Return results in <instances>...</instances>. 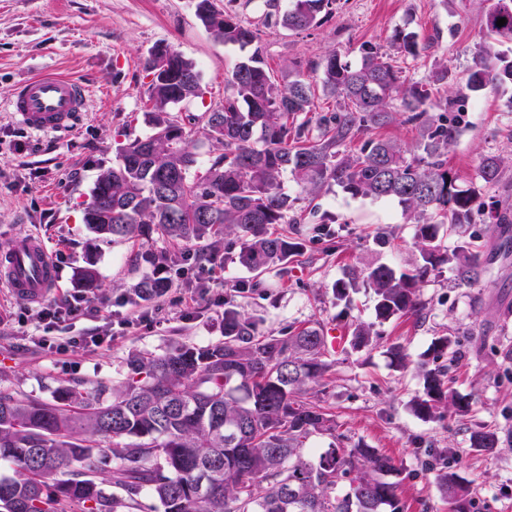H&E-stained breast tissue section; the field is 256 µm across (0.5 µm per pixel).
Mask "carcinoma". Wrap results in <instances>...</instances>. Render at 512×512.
Listing matches in <instances>:
<instances>
[{
    "mask_svg": "<svg viewBox=\"0 0 512 512\" xmlns=\"http://www.w3.org/2000/svg\"><path fill=\"white\" fill-rule=\"evenodd\" d=\"M486 2L489 40L480 44L463 83L437 102L432 90L448 78L447 67L413 82L366 42L355 66L335 52L316 64L325 94L337 101L336 109L319 113L301 72L277 80L257 47L232 71L221 105L181 116L173 108L197 94L200 74L174 49L155 48L146 62L152 133L129 140L116 165L98 175L85 224L99 240L162 239L198 260L231 236L239 244L238 264L254 278L236 286L245 293L265 273L286 271L298 251L299 243L274 226L297 223L300 195L337 185L353 198L395 200L415 224L419 259L413 269L398 274L379 264L363 270L376 319L418 312L421 284L444 266L468 286L481 283L488 272L484 247L471 236L449 251L438 243V231L512 224L511 204L486 202L475 188L458 184L446 160L462 131L448 113L461 111L468 91L512 83V57L494 49L496 42L512 41V0ZM335 3L292 0L282 25L306 31ZM197 14L226 45L258 39L213 0H199ZM500 18L505 25H497ZM394 47L401 57L416 56V35L398 32ZM399 115L416 128V147L369 137L356 152L336 150ZM196 129L223 146L200 174L189 139ZM502 164L499 157H482L478 178L499 184ZM287 174L298 188L295 197L284 189ZM77 287H99L94 262L80 270ZM168 287L154 275L135 285L145 296ZM350 335L352 346L365 347L371 325L357 324ZM430 352L434 361L448 358V365L420 363L423 391L410 403L413 414L424 421L446 410L467 415L470 399L448 378L456 366L453 340L436 338ZM387 355L393 367H408L403 346H390ZM333 363L321 328L264 334L226 299L224 341L177 343L160 356L134 352L126 379L110 389L92 394L75 384L46 402L0 388V463L14 471L0 479V512H403L394 459L362 442L338 447L345 436L336 433L335 414L311 399L312 385ZM314 435L330 438L328 447L309 445ZM498 444L494 430L472 435L475 448L492 453ZM109 462L119 490L110 497L96 482ZM436 479L454 512H472L469 480L448 466Z\"/></svg>",
    "mask_w": 512,
    "mask_h": 512,
    "instance_id": "1",
    "label": "carcinoma"
}]
</instances>
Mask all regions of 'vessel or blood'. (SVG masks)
<instances>
[{
    "instance_id": "vessel-or-blood-1",
    "label": "vessel or blood",
    "mask_w": 512,
    "mask_h": 512,
    "mask_svg": "<svg viewBox=\"0 0 512 512\" xmlns=\"http://www.w3.org/2000/svg\"><path fill=\"white\" fill-rule=\"evenodd\" d=\"M89 91L79 81L45 72L20 82L8 109L36 133H72L84 123ZM0 283L29 302L43 300L58 283L56 263L42 238L19 235L0 249Z\"/></svg>"
}]
</instances>
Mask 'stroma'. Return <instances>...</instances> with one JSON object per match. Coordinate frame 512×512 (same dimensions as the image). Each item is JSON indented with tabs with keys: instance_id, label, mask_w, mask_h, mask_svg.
Wrapping results in <instances>:
<instances>
[{
	"instance_id": "1",
	"label": "stroma",
	"mask_w": 512,
	"mask_h": 512,
	"mask_svg": "<svg viewBox=\"0 0 512 512\" xmlns=\"http://www.w3.org/2000/svg\"><path fill=\"white\" fill-rule=\"evenodd\" d=\"M198 0H0V244L22 233L41 235L57 263L62 293L79 295L76 277L94 261L100 286L93 310L78 320L40 322L38 304L20 300L0 285V374L7 385L42 400L83 382L88 390L110 387L127 374L134 351L164 354L173 344L206 346L224 338V298L254 317L264 332L288 326L350 325L372 322L374 299L364 289L336 300L334 283L353 269L386 264L411 268L417 250L415 227L394 200L354 198L340 187L323 189L315 200H300V223L278 232L301 244L287 272L262 276L260 288L234 294L251 275L235 261V248L219 246L216 280L207 293L183 292L149 325L128 327L122 318L135 284L148 266L134 267L129 242L95 239L84 223L94 182L116 163L127 137L151 132L145 112L150 78L144 64L151 51L167 45L193 62L200 74L197 96L178 105L182 114L211 111L224 98L234 66L261 49L274 75L295 67L311 75L329 52L360 60L370 42L391 51L398 30L414 32L420 55L405 60L406 77L424 81L447 66L449 84L472 67L483 36L482 0H336L332 14L299 32L283 28L289 0H234L242 24L260 33L258 47L215 39L197 15ZM45 70L82 81L90 91L89 112L71 134H38L23 128L8 110L17 83ZM464 131L448 149V166L461 181L476 178L481 157L504 159L500 185L482 188L483 198L512 194V85L468 94ZM496 275L478 286L461 284L442 269L421 286L418 315L378 325L368 347L344 346L321 394L336 414L338 430L391 456L401 466L399 493L404 512H452L433 470L437 452L472 482L474 512H512V251L498 254ZM99 328L94 350L60 352L39 347L45 335L66 336L73 327ZM456 340L461 375L454 387L472 409L460 417L422 421L409 409L423 385L419 361L440 336ZM405 346L408 369L391 366L386 350ZM497 430L499 445L487 453L473 448L472 433Z\"/></svg>"
}]
</instances>
